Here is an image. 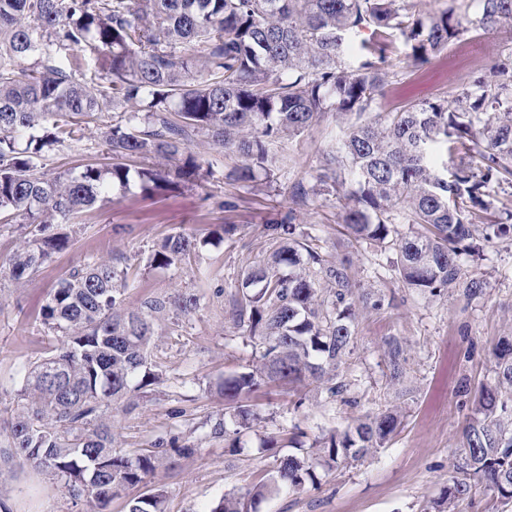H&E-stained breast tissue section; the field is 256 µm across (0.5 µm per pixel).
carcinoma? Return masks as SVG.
Instances as JSON below:
<instances>
[{
    "mask_svg": "<svg viewBox=\"0 0 512 512\" xmlns=\"http://www.w3.org/2000/svg\"><path fill=\"white\" fill-rule=\"evenodd\" d=\"M457 2L430 13L422 0H0V223L30 228L9 259V278L22 282L70 246L71 217L128 184L123 159L170 161L169 174L137 171L143 192L161 194L204 177L188 148L203 136L212 149L243 158L226 178L270 181L269 144L334 112L347 126L312 191L347 200L341 223L356 241L394 251L406 287L482 295L486 281L463 276L460 257L479 250V236L512 235V210L496 196L512 189V0H472V11ZM473 32L506 33L509 43L452 99L410 101L367 118L394 75L387 51L395 40L425 63ZM75 49L96 54L101 72L77 82L53 64L55 52ZM92 124L106 127L115 162L47 176L43 154L83 138ZM294 220L291 212L288 223L270 226L279 246L243 279L237 321L264 351L259 368L220 383L228 401L262 382L311 380L328 384L332 397L346 392L327 374L354 346V285L344 263L323 259L316 238L296 234ZM399 222L415 229L400 237ZM195 248L170 235L150 266L178 265ZM126 288L112 258L60 280L40 310L57 345L29 366L16 408L0 417V467L19 458L97 512L155 470V456L114 449L112 406L133 408L135 394L158 382L151 319L166 302L127 312ZM492 357L494 379L477 388L453 475L426 512H456L481 489L512 506V404L503 398L512 391V338ZM389 359L391 377L400 378L405 358L396 341ZM398 425L383 412L316 448L327 467L339 468L384 444ZM316 483L309 456L290 454L272 481L222 498L212 512H258L271 487ZM163 506L156 489L130 498L127 512Z\"/></svg>",
    "mask_w": 512,
    "mask_h": 512,
    "instance_id": "cac0c4a2",
    "label": "carcinoma"
}]
</instances>
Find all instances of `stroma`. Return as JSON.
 <instances>
[{
  "mask_svg": "<svg viewBox=\"0 0 512 512\" xmlns=\"http://www.w3.org/2000/svg\"><path fill=\"white\" fill-rule=\"evenodd\" d=\"M504 41L500 34L471 33L427 63L411 66L408 47L396 40L390 57L399 73L386 88L380 112L408 99L454 96L473 69L472 58L490 64ZM340 126L339 117L329 112L301 135L273 143L274 180L253 188L227 180L234 157L195 138L193 151L209 163L204 179L154 196L143 194L138 179H131L94 209L75 214L71 245L27 280L18 284L0 271V412L11 407L26 367L56 344L40 322V309L59 278L114 256L127 278L123 299L128 310L182 293L197 299L189 314L171 310L155 318L151 361L160 380L139 394L134 409L114 412L122 453L159 455L139 493L163 490L166 512H212L225 494L245 493L271 478L292 446L310 447L318 437L388 410L398 414L400 425L383 447L338 469L317 464L318 486L268 494L260 512H422L447 485L454 452L462 445L471 408L465 389L492 378V351L502 337L512 336V239L486 243L479 259L462 257L465 275L487 281L478 297L457 291L431 296L404 288L391 270V251L355 242L339 224L342 200L292 196L296 184L313 186ZM109 161L103 135L95 130L45 153L41 164L53 175ZM291 212L298 232L319 239L324 259L346 262L360 291L383 306L355 305L357 339L336 368L347 386L343 397L330 396L317 384L263 383L239 396V404L252 412L240 427L219 383L251 369L262 352L260 338L236 322L241 278L275 247L267 225ZM176 233L200 240V248L183 264L150 267L151 251ZM393 339L406 358L405 373L396 381L388 357ZM220 419L230 434L216 438L211 428ZM0 499L12 512L89 510L58 481L20 465L0 469Z\"/></svg>",
  "mask_w": 512,
  "mask_h": 512,
  "instance_id": "1",
  "label": "stroma"
}]
</instances>
